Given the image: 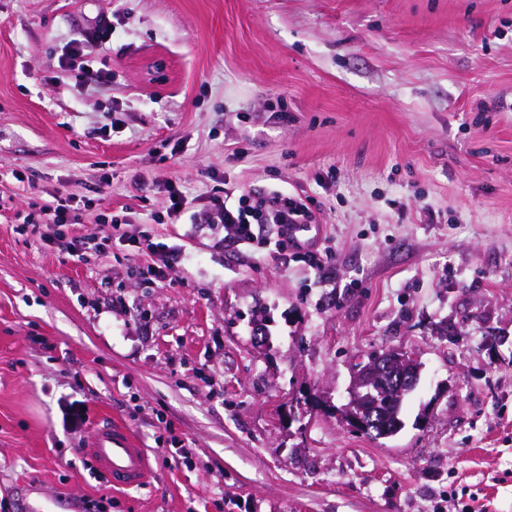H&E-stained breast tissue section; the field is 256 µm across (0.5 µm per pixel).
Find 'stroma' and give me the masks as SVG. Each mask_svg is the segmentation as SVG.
I'll return each instance as SVG.
<instances>
[{
	"label": "stroma",
	"mask_w": 512,
	"mask_h": 512,
	"mask_svg": "<svg viewBox=\"0 0 512 512\" xmlns=\"http://www.w3.org/2000/svg\"><path fill=\"white\" fill-rule=\"evenodd\" d=\"M104 18L86 83L61 62ZM217 175L309 196L325 273L156 223L167 182L202 205ZM52 194L94 199L74 235L109 214L187 258L154 284L129 247L43 245L21 217ZM392 348L421 382L372 439L337 411ZM103 422L147 486L83 454ZM30 485L83 512H512V0H0V512ZM84 451L106 474L113 489L144 486L149 478L147 455L137 448L120 426L105 423L97 426Z\"/></svg>",
	"instance_id": "stroma-1"
}]
</instances>
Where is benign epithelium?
<instances>
[{
    "label": "benign epithelium",
    "instance_id": "benign-epithelium-1",
    "mask_svg": "<svg viewBox=\"0 0 512 512\" xmlns=\"http://www.w3.org/2000/svg\"><path fill=\"white\" fill-rule=\"evenodd\" d=\"M374 379L384 389L402 397L418 386L419 368L404 352L390 349L373 357L354 376L348 402L342 408V419L355 429L362 428L367 431L372 425L374 432L383 436L388 424L382 416L375 414L369 403L371 395L367 384Z\"/></svg>",
    "mask_w": 512,
    "mask_h": 512
}]
</instances>
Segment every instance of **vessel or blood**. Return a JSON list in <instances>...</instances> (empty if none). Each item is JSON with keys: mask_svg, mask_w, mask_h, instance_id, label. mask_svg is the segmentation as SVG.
Returning a JSON list of instances; mask_svg holds the SVG:
<instances>
[{"mask_svg": "<svg viewBox=\"0 0 512 512\" xmlns=\"http://www.w3.org/2000/svg\"><path fill=\"white\" fill-rule=\"evenodd\" d=\"M85 452L106 474L113 488L140 487L149 478L145 449L136 447L120 426H97L85 444Z\"/></svg>", "mask_w": 512, "mask_h": 512, "instance_id": "1", "label": "vessel or blood"}]
</instances>
